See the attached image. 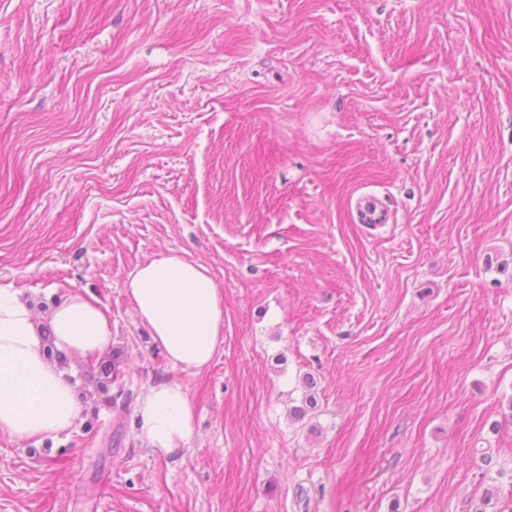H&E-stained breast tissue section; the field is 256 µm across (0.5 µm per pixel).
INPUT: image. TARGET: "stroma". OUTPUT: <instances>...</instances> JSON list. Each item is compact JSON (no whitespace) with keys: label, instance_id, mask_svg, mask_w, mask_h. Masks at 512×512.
Returning a JSON list of instances; mask_svg holds the SVG:
<instances>
[{"label":"stroma","instance_id":"1","mask_svg":"<svg viewBox=\"0 0 512 512\" xmlns=\"http://www.w3.org/2000/svg\"><path fill=\"white\" fill-rule=\"evenodd\" d=\"M168 253L222 296L202 370L124 294ZM0 287L94 292L197 416L1 435L0 512H512V0H0ZM351 210L363 224H389L390 215L380 197L373 193L359 194L351 201ZM317 381L311 375H306L303 379L304 393L300 405L293 406L289 413L294 421H300L307 415L314 413L318 409V399L316 392ZM134 428L147 448L173 453L189 446L196 437L195 405L179 383L162 380L138 397Z\"/></svg>","mask_w":512,"mask_h":512}]
</instances>
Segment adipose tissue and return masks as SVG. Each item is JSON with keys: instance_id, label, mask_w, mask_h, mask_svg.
<instances>
[{"instance_id": "obj_1", "label": "adipose tissue", "mask_w": 512, "mask_h": 512, "mask_svg": "<svg viewBox=\"0 0 512 512\" xmlns=\"http://www.w3.org/2000/svg\"><path fill=\"white\" fill-rule=\"evenodd\" d=\"M124 292L171 365L201 369L212 362L223 341L224 310L205 265L162 255L139 263ZM47 329L52 346L76 356L112 345V319L93 296L71 292L40 317L21 291L0 288V434L13 440L58 438L81 415L73 386L48 356ZM134 428L148 448L178 451L196 437L195 405L179 383L157 382L138 397Z\"/></svg>"}]
</instances>
